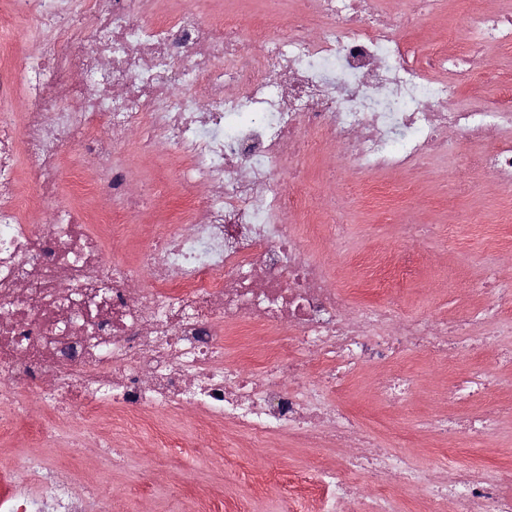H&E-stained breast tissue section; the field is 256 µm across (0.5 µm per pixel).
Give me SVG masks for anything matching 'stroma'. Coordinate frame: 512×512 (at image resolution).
<instances>
[{
  "mask_svg": "<svg viewBox=\"0 0 512 512\" xmlns=\"http://www.w3.org/2000/svg\"><path fill=\"white\" fill-rule=\"evenodd\" d=\"M443 12L420 18L411 32L422 47L447 38L460 13L472 8L491 10L504 0H445ZM194 9L223 22L233 15L243 28L254 18L273 9L281 28H288L286 0L267 6L265 0H169L170 13ZM459 153L456 140H449L446 157L432 162L427 173L413 185L402 186L398 174L386 175L391 194L375 208L354 201L347 205L341 222L331 213L320 215L327 229L313 241L311 257L328 263L349 279L359 276L356 258L368 247L398 249V227L402 224H432L435 234L425 239L416 260L420 277L404 293L402 310L408 315L430 318L451 316L464 310L469 299L467 284L477 283L487 272H503L512 282V251L497 252L487 246L489 238L502 231L498 211L505 200L477 171L468 175L465 195L449 191L441 195L438 183L447 181L448 171ZM176 181L161 185L150 210L130 218L109 241L112 259L133 260L143 225L183 224L187 218L177 197ZM497 347L479 348L467 359L433 361L414 353L397 361L412 378L406 401L390 406L378 388L389 368L368 363L350 382L344 405L359 425L380 441L382 447L410 456L426 473L478 465L487 473L512 467V421L496 430L475 435L451 448L427 429L435 416L447 413L456 397L466 368L479 365L493 372L499 386L493 401L512 400V371L498 365ZM102 428L112 446L123 452L122 463L110 466L100 445L73 455L64 434ZM57 441L32 440L26 431L0 434V469L24 474L17 468L22 456L42 454L69 466L75 478L73 490L83 493L88 484L105 482L112 487V512H316L313 502L302 495L290 496L288 477L310 473L314 451L282 439L251 443L245 437L204 426L186 411L159 416L157 424L136 425L121 420L110 408H102L95 422L72 420L54 426Z\"/></svg>",
  "mask_w": 512,
  "mask_h": 512,
  "instance_id": "stroma-1",
  "label": "stroma"
}]
</instances>
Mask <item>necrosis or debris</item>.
I'll list each match as a JSON object with an SVG mask.
<instances>
[{"label": "necrosis or debris", "mask_w": 512, "mask_h": 512, "mask_svg": "<svg viewBox=\"0 0 512 512\" xmlns=\"http://www.w3.org/2000/svg\"><path fill=\"white\" fill-rule=\"evenodd\" d=\"M12 2L38 23L42 47L0 48V101L22 105L0 118V432L27 420L28 396L82 421L104 405L130 421L183 410L256 439L291 435L336 449L335 470L307 491L325 512L349 499L362 512H390L395 490L427 485L456 512H512L511 471L428 476L357 434L343 405L324 399L344 397L366 363L410 351L470 355L478 336H502L512 290L484 282L480 294L496 305L477 316L405 317L401 289L415 263L373 248L358 260L364 276L348 285L309 256L294 228L300 217L320 231L304 163L326 144L367 206L383 189L380 175L413 181L452 136L470 149L455 181L476 167L511 194L512 103L496 94L512 77L472 89L466 104L458 98L460 78L488 71L486 49L512 48V11L464 13L466 46L421 52L413 20L440 0H409L397 16L383 0H295L288 32L273 33L264 14L253 39L231 19L158 17V0ZM133 133L144 151L163 147L179 163L193 218L166 232L144 227L127 265L109 261L105 241L151 198L119 151ZM72 144L99 168L77 193L118 209L59 205ZM42 209L49 221L28 222ZM358 294L379 301L365 307ZM243 334L276 339L261 371L225 358ZM354 437L361 452H346ZM19 465L26 478L0 494V512H39L48 498L58 512H110L108 484L77 498L66 468L47 458Z\"/></svg>", "instance_id": "4bbe7bcc"}]
</instances>
